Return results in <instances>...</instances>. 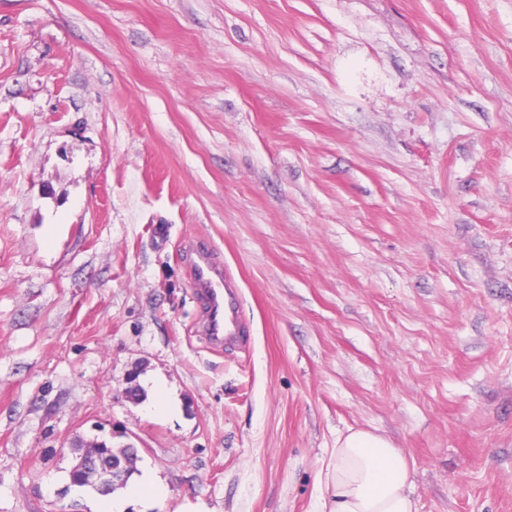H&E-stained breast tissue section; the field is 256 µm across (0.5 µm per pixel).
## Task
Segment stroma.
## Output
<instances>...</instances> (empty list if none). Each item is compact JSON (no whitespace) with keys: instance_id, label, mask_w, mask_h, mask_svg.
Masks as SVG:
<instances>
[{"instance_id":"1","label":"stroma","mask_w":512,"mask_h":512,"mask_svg":"<svg viewBox=\"0 0 512 512\" xmlns=\"http://www.w3.org/2000/svg\"><path fill=\"white\" fill-rule=\"evenodd\" d=\"M352 430L512 512V0H0V512H99L92 438L129 512H325ZM183 257L192 276L200 308L199 332L214 350L245 345L246 327L239 315V292L233 276L194 240L186 241ZM95 441L101 443V452L107 457V460L111 461L112 463H116L121 467L118 478L112 482V487L108 488L107 491H100V486L105 489L107 484L112 480V472L117 470V467L113 466L112 463L105 461V458L101 457L94 449L97 443H93L88 447L90 448V455L86 461V466L97 471L100 478V486L98 480H90L77 471L82 464L84 457L83 454L79 457L78 462L70 471L69 488H86L87 490H91L100 496L111 495L117 490L126 487L129 479L137 471V449L130 445L115 448L112 446V444H108L106 441Z\"/></svg>"}]
</instances>
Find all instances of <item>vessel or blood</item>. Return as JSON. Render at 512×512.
I'll list each match as a JSON object with an SVG mask.
<instances>
[{
	"instance_id": "b4317fda",
	"label": "vessel or blood",
	"mask_w": 512,
	"mask_h": 512,
	"mask_svg": "<svg viewBox=\"0 0 512 512\" xmlns=\"http://www.w3.org/2000/svg\"><path fill=\"white\" fill-rule=\"evenodd\" d=\"M183 257L192 276L200 308L199 332L213 349L244 346L246 327L239 315V292L233 276L195 241H186Z\"/></svg>"
}]
</instances>
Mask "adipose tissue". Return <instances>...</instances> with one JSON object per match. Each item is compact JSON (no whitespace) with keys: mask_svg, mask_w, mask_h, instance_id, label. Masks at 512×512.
Here are the masks:
<instances>
[{"mask_svg":"<svg viewBox=\"0 0 512 512\" xmlns=\"http://www.w3.org/2000/svg\"><path fill=\"white\" fill-rule=\"evenodd\" d=\"M407 457L390 441L357 430L338 437L326 474L330 512H418L408 493Z\"/></svg>","mask_w":512,"mask_h":512,"instance_id":"obj_1","label":"adipose tissue"}]
</instances>
